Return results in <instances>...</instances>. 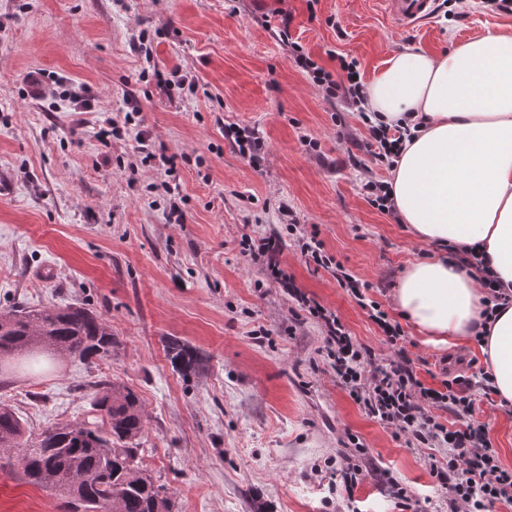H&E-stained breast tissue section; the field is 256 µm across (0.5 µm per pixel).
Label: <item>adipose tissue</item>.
<instances>
[{"instance_id":"adipose-tissue-1","label":"adipose tissue","mask_w":512,"mask_h":512,"mask_svg":"<svg viewBox=\"0 0 512 512\" xmlns=\"http://www.w3.org/2000/svg\"><path fill=\"white\" fill-rule=\"evenodd\" d=\"M366 92L379 121L413 130L391 195L414 237L439 250L406 269L396 307L434 347L480 335L496 394L512 406V303L484 319L477 273L446 255L477 249L495 280L512 286V32L445 53L400 51Z\"/></svg>"}]
</instances>
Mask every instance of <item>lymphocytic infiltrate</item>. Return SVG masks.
<instances>
[{
    "label": "lymphocytic infiltrate",
    "instance_id": "obj_1",
    "mask_svg": "<svg viewBox=\"0 0 512 512\" xmlns=\"http://www.w3.org/2000/svg\"><path fill=\"white\" fill-rule=\"evenodd\" d=\"M291 21V16H283L278 38L289 46L296 66L322 88L326 97L341 99L358 112L368 131L366 152L381 165L393 166L403 146V135L372 121L356 62H341L342 74L334 76L292 40ZM290 230L307 261L330 271L359 305L366 307L369 318L393 349L394 356L388 363H377L374 353L351 336L335 313L292 287L290 277L280 267L276 238L243 237L242 246L253 259L265 263L271 280L287 286L289 295L317 321L325 356L341 386L368 416L398 428L420 444L433 446L426 462L441 492L448 497V512H492L496 504H511L512 468L501 465L484 425L474 420L471 396L450 386L442 390L425 387L400 343V326L391 322L378 302L367 299L364 283L326 253L316 234L298 224L291 225ZM439 410L448 412L452 424L437 420L435 413Z\"/></svg>",
    "mask_w": 512,
    "mask_h": 512
}]
</instances>
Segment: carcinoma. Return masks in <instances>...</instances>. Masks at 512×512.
Here are the masks:
<instances>
[{"instance_id":"cac0c4a2","label":"carcinoma","mask_w":512,"mask_h":512,"mask_svg":"<svg viewBox=\"0 0 512 512\" xmlns=\"http://www.w3.org/2000/svg\"><path fill=\"white\" fill-rule=\"evenodd\" d=\"M33 346L89 361L111 356L118 341L104 320L83 307L0 312V353L23 354ZM172 350L174 363L196 369L193 352L177 344ZM90 406L91 421L47 427L32 443L25 440L20 417L1 406L0 447L18 449L24 478L58 491L65 512H172L171 500L142 468L134 448L145 428L135 391L105 381Z\"/></svg>"}]
</instances>
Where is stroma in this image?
Masks as SVG:
<instances>
[{
    "instance_id": "1",
    "label": "stroma",
    "mask_w": 512,
    "mask_h": 512,
    "mask_svg": "<svg viewBox=\"0 0 512 512\" xmlns=\"http://www.w3.org/2000/svg\"><path fill=\"white\" fill-rule=\"evenodd\" d=\"M285 13L313 59L331 72L339 57L356 59L366 84L405 48L441 53L512 29V14L480 0H447L408 28L383 0H0V311L82 306L120 342L91 364L46 353L32 366H2L0 402L33 437L87 419L95 382L131 387L146 415L141 465L173 512H419L425 500L448 512L427 446L350 398L314 319L240 246L246 234L280 237V263L297 288L385 362L383 333L333 276L307 263L287 222L316 232L400 323L419 380L435 389L459 382L512 468V412L480 388L478 342L444 351L400 322L398 283L432 248L369 204L364 183L390 180V171L371 164L357 112L326 99L276 37ZM143 32L158 70L182 71L195 92L166 95L140 79ZM60 77L90 88V110L55 102ZM129 93L142 103L152 151L175 156L174 177L142 163L132 137L95 138ZM231 124L263 134L259 166L231 149ZM173 195L185 201V223L166 218ZM284 203L292 217L280 214ZM47 264L55 279L37 280ZM259 328L269 337L253 338ZM175 342L198 355L196 371L173 363ZM344 455L358 469L348 491L332 479ZM16 456L0 448V512H64L53 491L25 483ZM378 467L406 499L377 480Z\"/></svg>"
}]
</instances>
